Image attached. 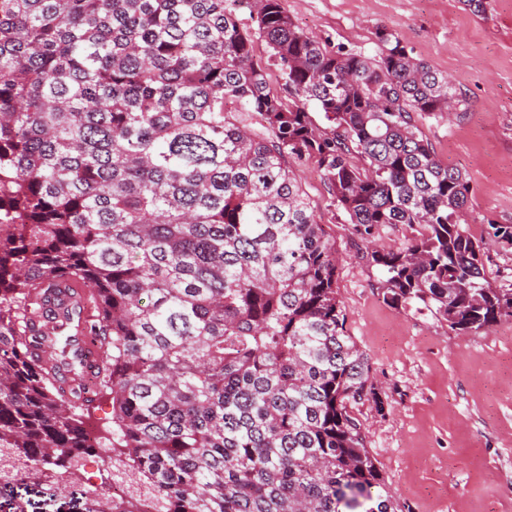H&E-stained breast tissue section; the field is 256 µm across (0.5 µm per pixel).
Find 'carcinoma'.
I'll return each mask as SVG.
<instances>
[{
	"label": "carcinoma",
	"mask_w": 512,
	"mask_h": 512,
	"mask_svg": "<svg viewBox=\"0 0 512 512\" xmlns=\"http://www.w3.org/2000/svg\"><path fill=\"white\" fill-rule=\"evenodd\" d=\"M376 37L331 50L281 0H0L1 459L106 458L112 512H397L352 414L384 404L335 241L292 167H317L384 300L456 334L512 317L486 273L512 225L460 222L470 182L416 118L462 99ZM386 224L416 235L380 249ZM72 278L96 298L92 378L43 332L70 319Z\"/></svg>",
	"instance_id": "cac0c4a2"
}]
</instances>
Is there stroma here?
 <instances>
[{
    "label": "stroma",
    "instance_id": "obj_1",
    "mask_svg": "<svg viewBox=\"0 0 512 512\" xmlns=\"http://www.w3.org/2000/svg\"><path fill=\"white\" fill-rule=\"evenodd\" d=\"M300 28L330 48L374 54L376 33L399 35L448 74L464 103L417 126L438 158L472 187L464 222L512 224V0H282ZM316 219L342 258L337 286L347 329L384 402L357 404L398 512H512V318L458 335L429 312L387 304L380 275L335 209L316 167L294 165ZM0 512H88L84 496L39 482L0 496Z\"/></svg>",
    "mask_w": 512,
    "mask_h": 512
}]
</instances>
